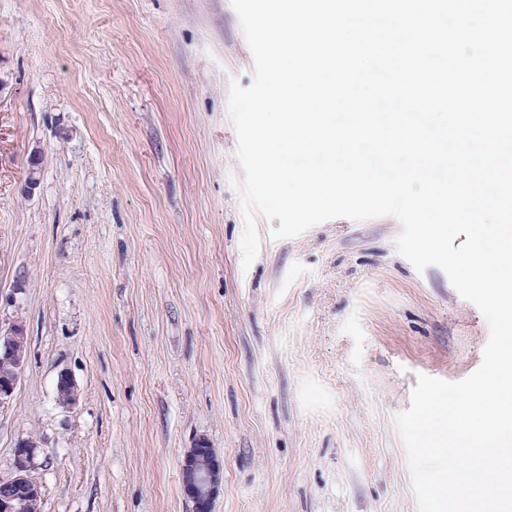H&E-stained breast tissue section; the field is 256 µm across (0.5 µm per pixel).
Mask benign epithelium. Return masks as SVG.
<instances>
[{
    "instance_id": "1",
    "label": "benign epithelium",
    "mask_w": 512,
    "mask_h": 512,
    "mask_svg": "<svg viewBox=\"0 0 512 512\" xmlns=\"http://www.w3.org/2000/svg\"><path fill=\"white\" fill-rule=\"evenodd\" d=\"M27 343L23 322L15 321L5 329L0 328V404L11 399L18 385ZM57 387L61 405L75 403L76 386L67 372L58 373ZM37 469L33 444L19 442L14 449L11 473L0 479V512H27L30 500L42 492L41 485L34 481ZM181 480L194 512H212L220 480V464L213 449L205 443L190 449L181 462Z\"/></svg>"
}]
</instances>
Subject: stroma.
Masks as SVG:
<instances>
[{
  "mask_svg": "<svg viewBox=\"0 0 512 512\" xmlns=\"http://www.w3.org/2000/svg\"><path fill=\"white\" fill-rule=\"evenodd\" d=\"M253 80L231 0H0V326L28 336L0 476L32 441L41 512H193L201 441L213 512H418L395 418L418 375L479 368L488 323L390 216H256L243 268L227 103ZM181 480L195 512H211L218 492L220 464L212 448L198 444L183 457Z\"/></svg>",
  "mask_w": 512,
  "mask_h": 512,
  "instance_id": "35a3bbf8",
  "label": "stroma"
}]
</instances>
